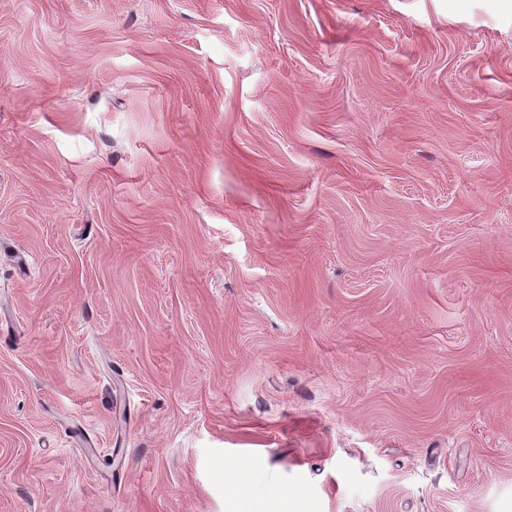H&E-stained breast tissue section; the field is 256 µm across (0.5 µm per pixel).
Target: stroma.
<instances>
[{"instance_id":"obj_1","label":"stroma","mask_w":512,"mask_h":512,"mask_svg":"<svg viewBox=\"0 0 512 512\" xmlns=\"http://www.w3.org/2000/svg\"><path fill=\"white\" fill-rule=\"evenodd\" d=\"M512 512V0H0V512Z\"/></svg>"}]
</instances>
